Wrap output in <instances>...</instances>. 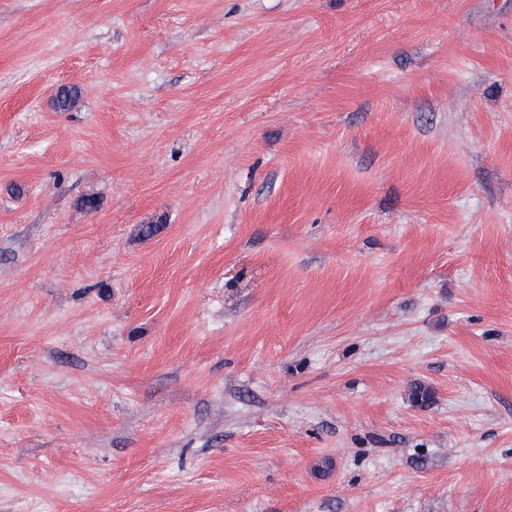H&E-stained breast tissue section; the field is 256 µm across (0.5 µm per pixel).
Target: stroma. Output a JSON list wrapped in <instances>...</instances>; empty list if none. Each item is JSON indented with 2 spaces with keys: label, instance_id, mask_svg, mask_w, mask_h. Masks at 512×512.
<instances>
[{
  "label": "stroma",
  "instance_id": "stroma-1",
  "mask_svg": "<svg viewBox=\"0 0 512 512\" xmlns=\"http://www.w3.org/2000/svg\"><path fill=\"white\" fill-rule=\"evenodd\" d=\"M0 512H512V0H0Z\"/></svg>",
  "mask_w": 512,
  "mask_h": 512
}]
</instances>
